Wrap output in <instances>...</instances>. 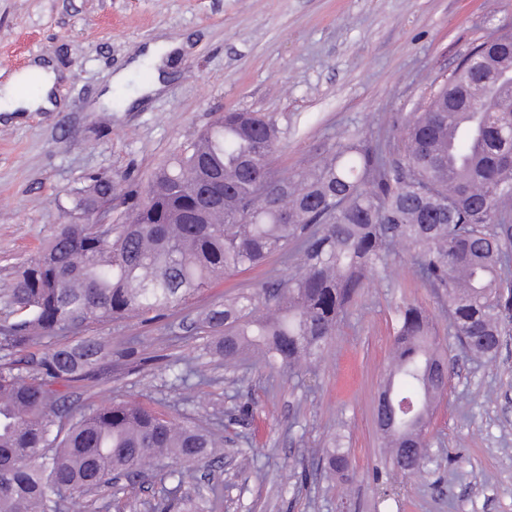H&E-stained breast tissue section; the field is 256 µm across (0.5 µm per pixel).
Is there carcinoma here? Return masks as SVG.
I'll return each mask as SVG.
<instances>
[{"label": "carcinoma", "mask_w": 512, "mask_h": 512, "mask_svg": "<svg viewBox=\"0 0 512 512\" xmlns=\"http://www.w3.org/2000/svg\"><path fill=\"white\" fill-rule=\"evenodd\" d=\"M512 73V33L493 32L460 61L428 107L405 124L403 146L354 135L315 167L289 177L271 169L282 138L272 119L222 112L173 161L159 166L123 223L101 234L87 216L111 206L112 179L72 191L51 243L4 290L14 322L0 326V512H66L61 491L90 493L123 476L133 482L153 457L207 464L224 437L144 406L114 401L85 414L55 388L99 366L109 347L88 336L37 348L128 316L185 304L232 272L274 254L295 273L208 308L199 328L218 337L216 354L234 366L255 352L265 369L318 362L367 278L400 246L414 275L448 296V325L467 351L493 358L512 334V89L466 96L473 83ZM448 385V363L427 315L397 310L393 365L376 419L405 478L430 463L426 434ZM348 453L328 451L336 473ZM171 488L140 503L169 512Z\"/></svg>", "instance_id": "obj_1"}]
</instances>
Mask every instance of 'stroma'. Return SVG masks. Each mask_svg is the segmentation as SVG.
Masks as SVG:
<instances>
[{
  "label": "stroma",
  "mask_w": 512,
  "mask_h": 512,
  "mask_svg": "<svg viewBox=\"0 0 512 512\" xmlns=\"http://www.w3.org/2000/svg\"><path fill=\"white\" fill-rule=\"evenodd\" d=\"M512 31V0H0V82L34 58L66 74L56 112H0V290L68 223L66 194L99 174L115 193L143 189L218 112L273 117L284 134L272 161L292 174L356 131L397 144L401 116L420 112L480 39ZM179 42L163 89L126 111L102 101L113 74L148 44ZM289 277L277 257L218 279L144 324L96 325L112 354L68 387L90 413L114 401L166 402L173 415L223 433L224 461L188 490L219 485L212 512H512V341L494 359L464 350L448 330V299L414 275L397 249L383 277L350 303L320 361L299 376L255 369L240 377L191 322L211 303ZM432 320L450 364L429 427L433 462L403 481L376 426V401L405 304ZM138 337L137 354L124 351ZM209 377L182 387L177 360ZM240 405L247 417L230 421ZM251 437L253 460L237 451ZM351 469L332 475L329 448Z\"/></svg>",
  "instance_id": "35a3bbf8"
}]
</instances>
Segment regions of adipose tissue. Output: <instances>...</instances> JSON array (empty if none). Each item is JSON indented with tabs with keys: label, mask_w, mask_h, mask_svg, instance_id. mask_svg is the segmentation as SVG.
<instances>
[{
	"label": "adipose tissue",
	"mask_w": 512,
	"mask_h": 512,
	"mask_svg": "<svg viewBox=\"0 0 512 512\" xmlns=\"http://www.w3.org/2000/svg\"><path fill=\"white\" fill-rule=\"evenodd\" d=\"M62 74L55 64L33 59L28 67L0 84V112H52L53 93Z\"/></svg>",
	"instance_id": "obj_1"
}]
</instances>
